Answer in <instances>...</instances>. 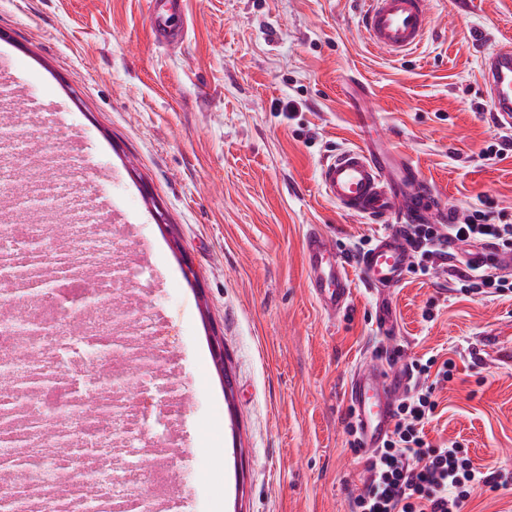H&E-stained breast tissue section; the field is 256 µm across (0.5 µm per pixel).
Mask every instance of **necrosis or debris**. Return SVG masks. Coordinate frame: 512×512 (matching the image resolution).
<instances>
[{
  "mask_svg": "<svg viewBox=\"0 0 512 512\" xmlns=\"http://www.w3.org/2000/svg\"><path fill=\"white\" fill-rule=\"evenodd\" d=\"M40 234L34 244L30 225L0 214V512H173L163 446L180 406L131 405L128 366L111 351L126 334L113 299L140 303L105 281L91 321L84 277L42 293L46 267L87 266L102 240L95 224L71 225L62 241L47 224ZM144 429L161 447L140 446Z\"/></svg>",
  "mask_w": 512,
  "mask_h": 512,
  "instance_id": "4bbe7bcc",
  "label": "necrosis or debris"
}]
</instances>
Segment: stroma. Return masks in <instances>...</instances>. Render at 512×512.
Wrapping results in <instances>:
<instances>
[{"instance_id": "35a3bbf8", "label": "stroma", "mask_w": 512, "mask_h": 512, "mask_svg": "<svg viewBox=\"0 0 512 512\" xmlns=\"http://www.w3.org/2000/svg\"><path fill=\"white\" fill-rule=\"evenodd\" d=\"M363 0H188V37L157 48L146 0H0V85L35 100L33 151L51 143L58 191L93 186L172 355L181 398L168 450L185 480L176 512H351L363 485L348 446L347 378L380 351L454 358L437 386L432 444L459 442L477 467L512 477V296L465 298L445 269L406 278L380 335L356 287L331 317L309 293L308 225L338 250L377 224L342 212L321 162L359 142L349 95L368 88L377 134L416 165L447 212L512 217V152L480 81L484 53L512 36V0H435L416 53L376 52ZM165 216L171 231L157 224ZM178 239L184 252L169 243ZM224 349L232 398L210 358Z\"/></svg>"}]
</instances>
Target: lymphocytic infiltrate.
<instances>
[{"mask_svg": "<svg viewBox=\"0 0 512 512\" xmlns=\"http://www.w3.org/2000/svg\"><path fill=\"white\" fill-rule=\"evenodd\" d=\"M408 232L415 244L411 274L427 276L444 266L464 296L512 292V278L496 268H460L453 263L463 245L511 252V222L495 223L489 214L474 210L451 216L445 224H412ZM409 367L411 383L397 401L393 427L383 445L364 450L355 427L347 429L349 447L366 456L367 476L352 500V512H463L475 488L496 490L503 485L499 474L482 471L465 458L459 443L434 446L425 439L424 426L437 408L434 386L452 378L454 361L432 355L411 359Z\"/></svg>", "mask_w": 512, "mask_h": 512, "instance_id": "lymphocytic-infiltrate-1", "label": "lymphocytic infiltrate"}]
</instances>
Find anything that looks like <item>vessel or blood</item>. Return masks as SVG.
I'll return each mask as SVG.
<instances>
[{"mask_svg": "<svg viewBox=\"0 0 512 512\" xmlns=\"http://www.w3.org/2000/svg\"><path fill=\"white\" fill-rule=\"evenodd\" d=\"M362 24L369 41L380 51L400 57L418 47L431 29V0H364ZM183 9L167 15L148 14L159 44L181 47L187 36ZM482 81L499 126L512 125V41L498 43L483 56ZM318 178L326 197L343 212L382 224L369 249L356 259L358 278L336 244L318 228H309L303 243L307 283L322 309L331 316L347 312L354 281L377 299L376 328L389 334L395 328V311L389 293L406 279L414 247L406 227L438 224L443 207L434 189L418 170L387 144L364 138L361 145L343 148L322 161ZM389 351L366 368L357 369L345 392L367 448L378 447L392 428L397 398L410 377L395 368Z\"/></svg>", "mask_w": 512, "mask_h": 512, "instance_id": "obj_1", "label": "vessel or blood"}]
</instances>
